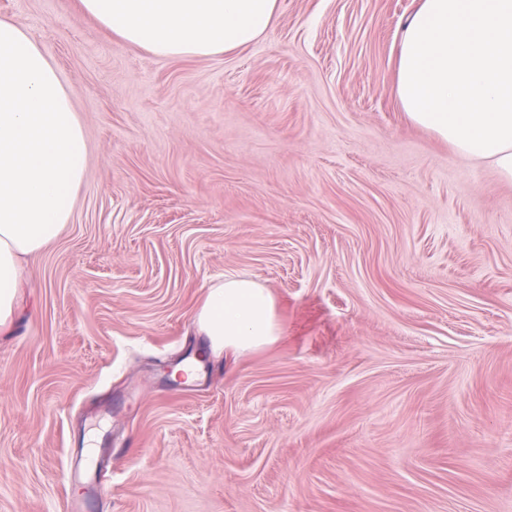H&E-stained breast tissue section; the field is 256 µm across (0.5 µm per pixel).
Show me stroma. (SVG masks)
<instances>
[{
	"label": "stroma",
	"instance_id": "1",
	"mask_svg": "<svg viewBox=\"0 0 512 512\" xmlns=\"http://www.w3.org/2000/svg\"><path fill=\"white\" fill-rule=\"evenodd\" d=\"M419 2L279 0L257 43L166 59L0 0L87 141L0 333V512H512V184L404 115ZM227 274L282 336L173 379Z\"/></svg>",
	"mask_w": 512,
	"mask_h": 512
}]
</instances>
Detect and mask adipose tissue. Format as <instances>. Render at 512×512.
Returning a JSON list of instances; mask_svg holds the SVG:
<instances>
[{"mask_svg":"<svg viewBox=\"0 0 512 512\" xmlns=\"http://www.w3.org/2000/svg\"><path fill=\"white\" fill-rule=\"evenodd\" d=\"M122 43L168 59L249 46L278 0H79ZM407 118L512 183V0H421L398 48ZM86 168L71 96L25 26L0 20V331L13 322L24 257L71 217ZM211 353H243L281 334L268 288L236 275L212 284L196 313Z\"/></svg>","mask_w":512,"mask_h":512,"instance_id":"obj_1","label":"adipose tissue"}]
</instances>
